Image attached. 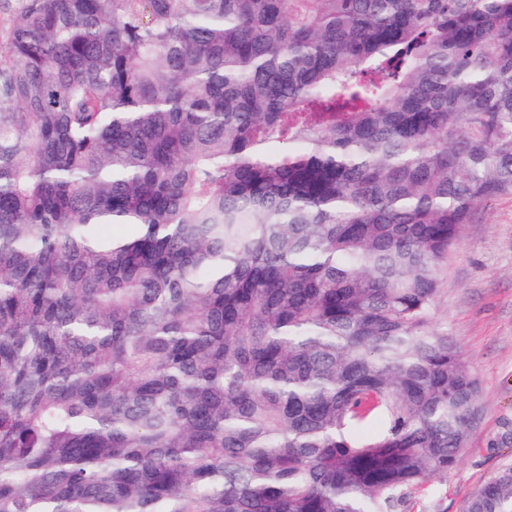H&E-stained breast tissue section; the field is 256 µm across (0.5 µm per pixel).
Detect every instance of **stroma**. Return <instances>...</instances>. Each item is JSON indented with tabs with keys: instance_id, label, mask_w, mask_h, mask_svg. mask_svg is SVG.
Masks as SVG:
<instances>
[{
	"instance_id": "stroma-1",
	"label": "stroma",
	"mask_w": 512,
	"mask_h": 512,
	"mask_svg": "<svg viewBox=\"0 0 512 512\" xmlns=\"http://www.w3.org/2000/svg\"><path fill=\"white\" fill-rule=\"evenodd\" d=\"M434 332L448 335L474 371L483 411L458 463L413 488L401 512H463L512 451L496 439L512 431V196L483 206L449 251Z\"/></svg>"
}]
</instances>
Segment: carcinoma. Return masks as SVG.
<instances>
[{"mask_svg": "<svg viewBox=\"0 0 512 512\" xmlns=\"http://www.w3.org/2000/svg\"><path fill=\"white\" fill-rule=\"evenodd\" d=\"M505 195L512 0H22L0 512H397L482 412L431 324Z\"/></svg>", "mask_w": 512, "mask_h": 512, "instance_id": "cac0c4a2", "label": "carcinoma"}]
</instances>
